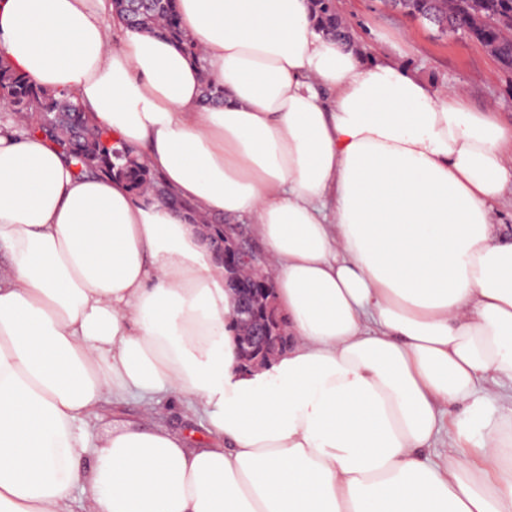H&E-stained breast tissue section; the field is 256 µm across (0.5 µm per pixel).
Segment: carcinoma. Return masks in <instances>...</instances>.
I'll use <instances>...</instances> for the list:
<instances>
[{"instance_id": "1", "label": "carcinoma", "mask_w": 512, "mask_h": 512, "mask_svg": "<svg viewBox=\"0 0 512 512\" xmlns=\"http://www.w3.org/2000/svg\"><path fill=\"white\" fill-rule=\"evenodd\" d=\"M323 29L346 42L347 26L338 16L336 0H313ZM114 12L134 27L166 37L190 60L203 64L201 51L183 28L177 0H113ZM405 16L445 22L448 33L481 44L506 70H512V0H399ZM0 102L25 132L41 136L66 154L77 175L93 172L124 179L130 188L160 192L161 178L131 153L112 147L111 134L94 125L79 103L63 90L48 91L0 59Z\"/></svg>"}]
</instances>
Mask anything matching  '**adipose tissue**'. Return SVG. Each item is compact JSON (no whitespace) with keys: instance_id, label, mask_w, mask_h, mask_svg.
Instances as JSON below:
<instances>
[{"instance_id":"ef3b65f1","label":"adipose tissue","mask_w":512,"mask_h":512,"mask_svg":"<svg viewBox=\"0 0 512 512\" xmlns=\"http://www.w3.org/2000/svg\"><path fill=\"white\" fill-rule=\"evenodd\" d=\"M177 9L203 64L112 0H0V59L192 207L0 121V512H512V125L311 0ZM203 215L270 259L291 342L266 367L238 365ZM130 397L180 400L200 448L103 424Z\"/></svg>"}]
</instances>
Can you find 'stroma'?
Segmentation results:
<instances>
[{
	"mask_svg": "<svg viewBox=\"0 0 512 512\" xmlns=\"http://www.w3.org/2000/svg\"><path fill=\"white\" fill-rule=\"evenodd\" d=\"M336 8L372 54L399 60L436 84L463 87L472 110L492 106L512 122V71L476 41L440 35L432 26L386 8L382 0H336Z\"/></svg>",
	"mask_w": 512,
	"mask_h": 512,
	"instance_id": "obj_1",
	"label": "stroma"
}]
</instances>
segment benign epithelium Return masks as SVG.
I'll return each mask as SVG.
<instances>
[{
	"mask_svg": "<svg viewBox=\"0 0 512 512\" xmlns=\"http://www.w3.org/2000/svg\"><path fill=\"white\" fill-rule=\"evenodd\" d=\"M219 247L227 280L236 285L237 319L245 326L237 347L239 364L245 369L264 367L288 347L286 321L277 311L272 279L262 272L251 283L241 278L252 273L253 259L239 237L226 234Z\"/></svg>",
	"mask_w": 512,
	"mask_h": 512,
	"instance_id": "benign-epithelium-1",
	"label": "benign epithelium"
}]
</instances>
